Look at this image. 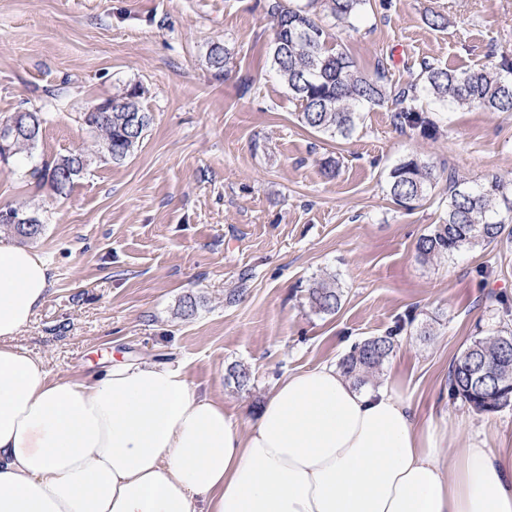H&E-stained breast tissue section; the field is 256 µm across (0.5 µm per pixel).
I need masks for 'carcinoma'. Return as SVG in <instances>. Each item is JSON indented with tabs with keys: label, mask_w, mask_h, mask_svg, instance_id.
<instances>
[{
	"label": "carcinoma",
	"mask_w": 512,
	"mask_h": 512,
	"mask_svg": "<svg viewBox=\"0 0 512 512\" xmlns=\"http://www.w3.org/2000/svg\"><path fill=\"white\" fill-rule=\"evenodd\" d=\"M366 2L308 0L302 6H294L288 0H268L267 13L274 22L271 66L300 102L297 120L303 126L331 138L347 139L357 130L363 112L390 99L395 104V127L418 129L431 137L436 133L434 123L412 106L421 93L454 109L512 112V60L504 56L498 63L462 71L425 62L416 79L395 93L383 83L384 73L379 71L374 78L361 73L344 50L329 43L326 32L314 19L313 9L321 7L338 23L352 28ZM229 59L225 47H211L208 61L217 74H224ZM142 94L140 86L128 85L102 101V106H110L112 111L84 114L89 134L99 140L102 151L115 163L123 162L137 150L150 125V115L141 106ZM29 124L30 134L12 146L15 156L28 152L39 140L41 113H31ZM86 165L85 152L76 150L54 159L45 167L44 175L55 193L63 196ZM438 178L435 165L408 157L391 169L389 194L397 205L412 210L426 199ZM446 181L445 216L442 223L417 241L420 261L442 258L502 236L512 239V191L500 177L491 175L471 185L450 170ZM14 213L31 223H0V231L21 240H36L42 231L37 212L16 209ZM307 300L315 312L334 314L342 306L343 291L333 279H315L307 288ZM403 329L397 324L383 335L354 345L340 362L342 374L355 385H364L393 354ZM448 390L451 398L478 412L493 413L512 406V331L501 329L474 339L453 362Z\"/></svg>",
	"instance_id": "carcinoma-1"
}]
</instances>
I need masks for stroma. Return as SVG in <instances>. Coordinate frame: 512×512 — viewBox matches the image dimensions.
Masks as SVG:
<instances>
[{"label":"stroma","mask_w":512,"mask_h":512,"mask_svg":"<svg viewBox=\"0 0 512 512\" xmlns=\"http://www.w3.org/2000/svg\"><path fill=\"white\" fill-rule=\"evenodd\" d=\"M266 4L0 0V119L22 109L45 119L31 153L0 163V208L38 209L33 247L52 275L18 345L55 379L124 360L180 361L245 429L285 375L339 363L401 322L377 384H392L421 417L447 412L457 447L512 448V406L480 413L448 394L455 358L512 329V242L421 262L416 243L441 223L448 184L410 211L387 186L410 156L471 184L490 174L512 183V112L422 96L417 109L439 128L432 138L395 129L389 101L364 112L348 139L304 128L267 59ZM434 13L444 27L428 24ZM318 22L360 71L385 69L395 88L426 62L469 70L512 58V0H368L355 29L324 12ZM217 43L232 57L225 76L208 64ZM127 84L141 86L151 122L115 164L82 115ZM78 147L89 164L58 196L41 172ZM329 275L343 304L318 314L306 288ZM236 364L250 371L248 386L229 377Z\"/></svg>","instance_id":"obj_1"}]
</instances>
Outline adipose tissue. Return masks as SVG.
Here are the masks:
<instances>
[{
  "label": "adipose tissue",
  "mask_w": 512,
  "mask_h": 512,
  "mask_svg": "<svg viewBox=\"0 0 512 512\" xmlns=\"http://www.w3.org/2000/svg\"><path fill=\"white\" fill-rule=\"evenodd\" d=\"M0 239V512H512V451L456 448L393 387L322 364L241 428L181 365L51 378L17 339L50 293Z\"/></svg>",
  "instance_id": "1"
}]
</instances>
